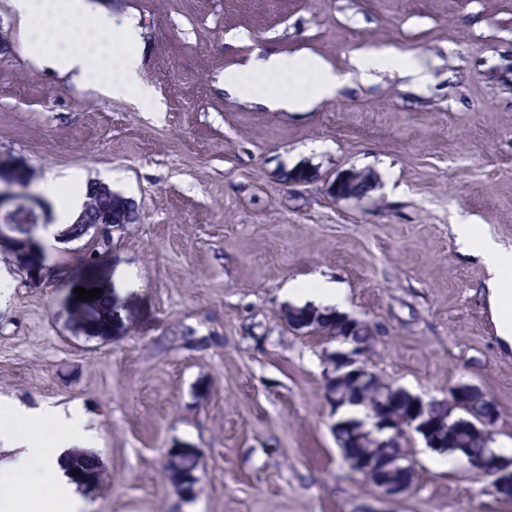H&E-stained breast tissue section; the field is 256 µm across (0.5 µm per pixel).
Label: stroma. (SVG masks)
<instances>
[{
    "instance_id": "1",
    "label": "stroma",
    "mask_w": 512,
    "mask_h": 512,
    "mask_svg": "<svg viewBox=\"0 0 512 512\" xmlns=\"http://www.w3.org/2000/svg\"><path fill=\"white\" fill-rule=\"evenodd\" d=\"M133 23L142 75L163 105L78 86L28 57L0 0V401L81 412L105 480L86 512H512L489 477L443 468L421 436L415 477L390 498L351 470L332 432L324 355L295 329L290 284L323 277L345 314L371 323L370 361L429 399L469 383L512 448V349L497 334L486 267L455 225L512 252V0H89ZM422 59L416 85L390 71L310 112H267L225 93V67L270 48L345 70L361 48ZM307 167L295 185L285 171ZM347 169L376 180L335 198ZM108 183L136 222L88 264L87 238L57 231L38 191ZM134 280L117 312L78 299ZM171 448L202 455L193 496L164 471Z\"/></svg>"
}]
</instances>
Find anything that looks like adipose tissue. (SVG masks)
<instances>
[{"instance_id":"1","label":"adipose tissue","mask_w":512,"mask_h":512,"mask_svg":"<svg viewBox=\"0 0 512 512\" xmlns=\"http://www.w3.org/2000/svg\"><path fill=\"white\" fill-rule=\"evenodd\" d=\"M25 32L23 50L63 73L75 74L103 96L133 104L155 99L153 87L142 77V58L135 45L138 31L118 23L107 12L92 9L88 0H14ZM389 70L420 83L425 66L420 59L391 49L359 50L350 67L341 71L322 57L306 54L253 53L224 70V89L242 100L272 112H303L333 98L345 85L370 82L373 70ZM275 75L292 79L293 87L262 88L260 79ZM456 233L487 267L488 299L492 306L506 301L502 272L512 264L492 237L479 235L472 224H459ZM9 418L0 427V441L8 447L0 459V512H18L30 497H38L48 512H85L86 503L63 467L73 448L90 444L91 436L77 415L56 408H28L16 402L0 404ZM56 425L58 436L47 439L43 430Z\"/></svg>"}]
</instances>
